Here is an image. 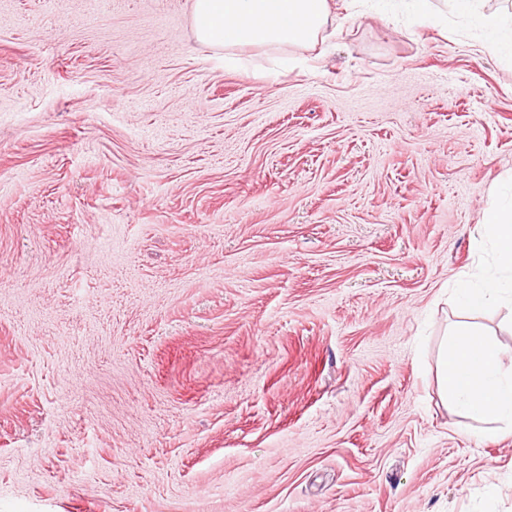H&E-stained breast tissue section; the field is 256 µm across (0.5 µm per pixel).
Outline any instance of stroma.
Listing matches in <instances>:
<instances>
[{
    "label": "stroma",
    "instance_id": "stroma-1",
    "mask_svg": "<svg viewBox=\"0 0 512 512\" xmlns=\"http://www.w3.org/2000/svg\"><path fill=\"white\" fill-rule=\"evenodd\" d=\"M330 2L228 66L190 0H0V512H512L437 383L512 58Z\"/></svg>",
    "mask_w": 512,
    "mask_h": 512
}]
</instances>
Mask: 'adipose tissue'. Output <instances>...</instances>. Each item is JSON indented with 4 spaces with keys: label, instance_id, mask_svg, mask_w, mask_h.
Instances as JSON below:
<instances>
[{
    "label": "adipose tissue",
    "instance_id": "1",
    "mask_svg": "<svg viewBox=\"0 0 512 512\" xmlns=\"http://www.w3.org/2000/svg\"><path fill=\"white\" fill-rule=\"evenodd\" d=\"M196 38L217 48L311 46L333 17L329 0H192Z\"/></svg>",
    "mask_w": 512,
    "mask_h": 512
}]
</instances>
